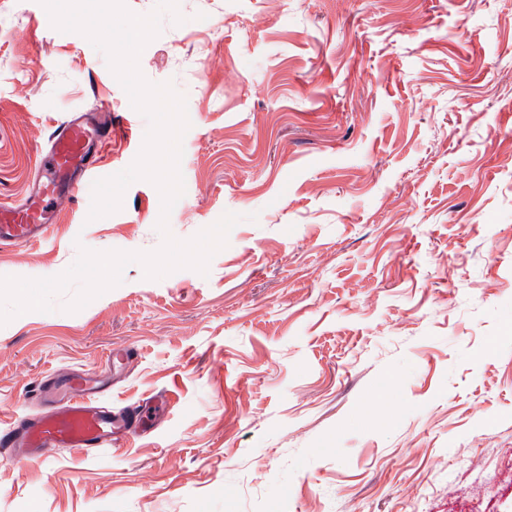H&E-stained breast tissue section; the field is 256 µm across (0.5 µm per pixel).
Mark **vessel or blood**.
<instances>
[{
	"label": "vessel or blood",
	"mask_w": 512,
	"mask_h": 512,
	"mask_svg": "<svg viewBox=\"0 0 512 512\" xmlns=\"http://www.w3.org/2000/svg\"><path fill=\"white\" fill-rule=\"evenodd\" d=\"M112 124L92 125L81 118L62 123L53 132L41 166L43 175L24 202L0 206V246L23 247L45 240L51 233L50 205L60 198L77 200L82 180L96 161L93 144L107 145ZM102 386L89 372L52 374L37 383L36 396L46 401L49 393L66 394L64 404H48L45 411L24 426L8 424L0 429V447L24 446L33 452L68 448L85 454L112 445V413L90 400Z\"/></svg>",
	"instance_id": "1"
}]
</instances>
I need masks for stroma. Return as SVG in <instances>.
I'll list each match as a JSON object with an SVG mask.
<instances>
[{"label":"stroma","mask_w":512,"mask_h":512,"mask_svg":"<svg viewBox=\"0 0 512 512\" xmlns=\"http://www.w3.org/2000/svg\"><path fill=\"white\" fill-rule=\"evenodd\" d=\"M139 57L185 95L187 240L241 215L207 274L122 282L0 326V426L56 372L150 428L93 454L0 453V512H512V0H178ZM127 168L149 122L104 53L39 0H0V205L56 126L99 105ZM0 249L52 277L80 247H160L157 188ZM257 221H250V214Z\"/></svg>","instance_id":"stroma-1"}]
</instances>
